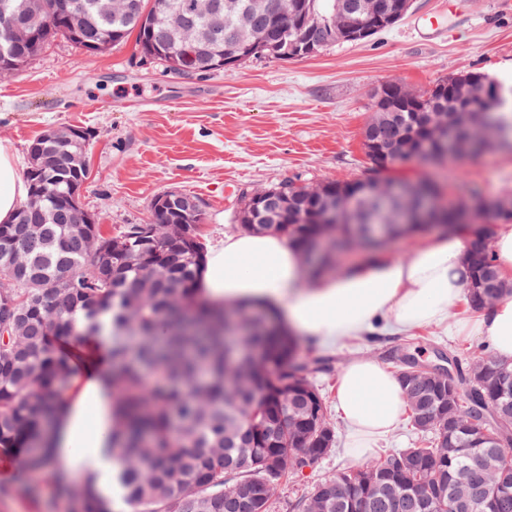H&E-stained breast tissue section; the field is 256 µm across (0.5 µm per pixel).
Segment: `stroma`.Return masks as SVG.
Masks as SVG:
<instances>
[{"label": "stroma", "instance_id": "35a3bbf8", "mask_svg": "<svg viewBox=\"0 0 512 512\" xmlns=\"http://www.w3.org/2000/svg\"><path fill=\"white\" fill-rule=\"evenodd\" d=\"M444 0H413L394 27L358 43H337L311 57L255 56L233 72L181 74L143 56L135 38L101 54H82L65 40L48 44L20 71L0 79V141L26 164L30 140L51 127L88 129L90 177L81 203L104 230L147 223L158 194L177 191L203 206L201 241L209 246L239 232L237 215L258 189L292 182L313 187L371 174L362 131L372 93L395 81L415 94L468 72L512 88V0H460L446 31L424 27ZM395 176L439 183L455 198L465 183L488 197L512 196V149L442 165L405 163ZM481 336L429 328L402 336L381 328L335 343L300 339L305 376L318 387L336 426L335 448L298 474L282 478L271 512L343 468H356L411 447L421 434L409 421L360 456L336 411V381L355 357L391 364L400 354L430 366L466 355ZM0 512H70L51 478L31 480L22 461L0 450Z\"/></svg>", "mask_w": 512, "mask_h": 512}]
</instances>
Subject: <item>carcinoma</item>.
Wrapping results in <instances>:
<instances>
[{
    "label": "carcinoma",
    "mask_w": 512,
    "mask_h": 512,
    "mask_svg": "<svg viewBox=\"0 0 512 512\" xmlns=\"http://www.w3.org/2000/svg\"><path fill=\"white\" fill-rule=\"evenodd\" d=\"M84 5L75 21L68 7L44 23L31 0L19 22L36 33V41L19 43L14 54L0 59V78L13 75L38 56L52 40L62 38L81 52L102 53L131 34L146 56H153L166 15L185 9L192 0H143L145 21L130 19L119 0H77ZM222 6L224 37L250 47V56L289 57L297 38L265 34L261 20L251 31L241 16L258 0H216ZM339 0H285L288 10L307 9L319 27L321 47L340 42L345 26ZM209 18L184 32L164 49L161 59L175 71L200 72L198 60L214 50L203 34ZM474 73L438 82L413 103L396 106L394 122L374 126L376 140H394L400 127L422 137L420 112H452L457 100L448 95L456 83ZM491 99L471 109L500 140L512 137L487 106L497 103L501 88L485 79ZM74 142L36 144L60 162L36 175L43 192L28 195L11 224H0V445L21 449L29 476L51 477L70 492L71 484L57 471L52 449L44 445L46 430L72 386L70 357L61 342L84 331L102 336L112 350V392L120 418L112 430V452L118 458L121 501L130 512H244L237 498L241 485L257 487L261 507L269 512L278 481L301 472L331 452L335 427L322 395L303 376L297 341L283 332L276 317L247 306H232L247 321L241 335L232 334L224 306H191L204 248L195 224H129L112 235L100 224H80L68 198L69 189L89 178L65 162L81 149ZM307 224H268L263 233L280 235L306 253L320 235L314 223L318 200L299 188ZM338 229L353 249L363 246L360 225L341 222ZM473 278L468 306L482 311L512 284L489 287L497 265L486 251L471 260ZM448 365L457 374L441 379L414 361L400 359L397 375L412 426L418 409L442 404L451 427L435 429L430 440L387 455L365 469H343L317 483L311 493L292 504L293 512H391L389 502L412 507L423 483L440 495L432 512H454L455 495L466 494L461 469L474 455L482 458L490 480L491 505L473 512H512V364L486 347ZM341 484L337 498L330 487ZM73 512H115L112 499L88 484Z\"/></svg>",
    "instance_id": "cac0c4a2"
}]
</instances>
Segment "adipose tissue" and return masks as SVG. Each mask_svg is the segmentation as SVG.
<instances>
[{"mask_svg": "<svg viewBox=\"0 0 512 512\" xmlns=\"http://www.w3.org/2000/svg\"><path fill=\"white\" fill-rule=\"evenodd\" d=\"M27 193L9 145L0 143V223H10ZM468 232L418 238L408 256L377 252L334 275L307 278L297 247L271 234L225 236L203 265L197 295L216 304L264 306L277 312L291 335L336 341L364 335L383 324L412 336L448 324L449 306L465 298L472 267L465 256ZM460 328L486 337L497 356L512 361V297L500 300ZM112 354L102 348L84 365L64 403L53 435L59 471L80 480L114 473L112 457ZM338 410L350 429V445L369 451L406 411L398 376L373 359L341 369Z\"/></svg>", "mask_w": 512, "mask_h": 512, "instance_id": "adipose-tissue-1", "label": "adipose tissue"}]
</instances>
